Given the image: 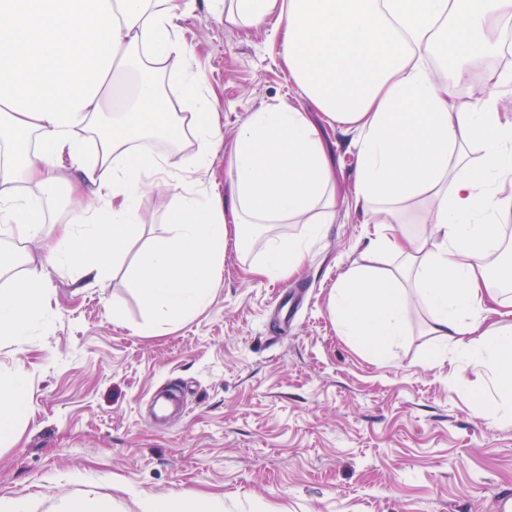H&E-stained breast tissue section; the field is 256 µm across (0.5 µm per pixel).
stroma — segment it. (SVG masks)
I'll return each instance as SVG.
<instances>
[{
  "instance_id": "obj_1",
  "label": "stroma",
  "mask_w": 512,
  "mask_h": 512,
  "mask_svg": "<svg viewBox=\"0 0 512 512\" xmlns=\"http://www.w3.org/2000/svg\"><path fill=\"white\" fill-rule=\"evenodd\" d=\"M182 27L222 114L224 149L199 172L202 186L227 191L228 150L250 113L290 105L321 127L343 187L336 219L285 282L246 269L269 238L302 225L256 226L228 249L205 309L147 333L130 268L170 235L166 213L183 192L148 185L141 230L108 287L48 269L44 315L23 344L0 342V375L27 377L16 436L0 443V498L26 499L31 512L88 493L105 512H141L146 496L178 492L214 512H497L512 490V419L497 418L488 372L433 361L416 293L384 362L343 336L330 311L339 275L371 260L370 227L350 201L349 136L324 125L289 79L273 21L234 25L196 0ZM168 391L183 406L159 423L150 398Z\"/></svg>"
}]
</instances>
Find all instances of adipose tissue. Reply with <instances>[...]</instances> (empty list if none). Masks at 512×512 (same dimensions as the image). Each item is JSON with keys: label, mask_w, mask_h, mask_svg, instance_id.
<instances>
[{"label": "adipose tissue", "mask_w": 512, "mask_h": 512, "mask_svg": "<svg viewBox=\"0 0 512 512\" xmlns=\"http://www.w3.org/2000/svg\"><path fill=\"white\" fill-rule=\"evenodd\" d=\"M245 26L277 15L279 53L301 94L327 124L353 133V202L372 233L367 253L396 257L392 273L349 267L331 309L343 335L378 359L404 334L405 282H412L439 345L434 361L483 367L512 405V324L488 327L501 300L487 256L512 212V73L489 69L490 94L475 106L458 97L478 51L512 26V0H206ZM181 0H0V236L15 228L47 244L44 262L0 289V341L21 344L45 309L46 268L75 270L104 286L138 231L147 181L163 185L164 155L142 138L191 124L197 151L183 180L208 167L222 144L221 117L177 21ZM453 65H429L442 43ZM142 73L132 102L116 106L106 83L129 66ZM181 89L168 110L166 81ZM482 149L472 165L466 148ZM229 195H180L170 237L142 256L132 280L148 311L176 320L204 308L222 282L229 247L249 224H300L301 236L269 239L252 275H295L322 225L336 217L337 177L318 127L281 106L251 113L227 162ZM78 202L48 223L59 188ZM431 195L424 235L405 232V204ZM24 374L0 377V438L14 435Z\"/></svg>", "instance_id": "obj_1"}]
</instances>
